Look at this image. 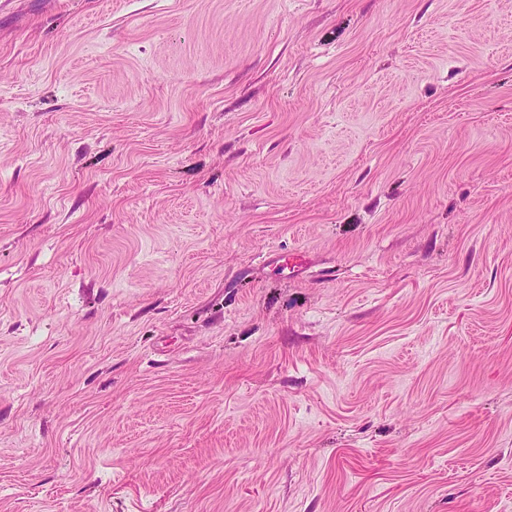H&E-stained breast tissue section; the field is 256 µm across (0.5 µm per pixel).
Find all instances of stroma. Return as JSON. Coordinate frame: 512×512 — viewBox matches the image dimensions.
I'll use <instances>...</instances> for the list:
<instances>
[{
  "label": "stroma",
  "instance_id": "35a3bbf8",
  "mask_svg": "<svg viewBox=\"0 0 512 512\" xmlns=\"http://www.w3.org/2000/svg\"><path fill=\"white\" fill-rule=\"evenodd\" d=\"M0 512H512V0H7Z\"/></svg>",
  "mask_w": 512,
  "mask_h": 512
}]
</instances>
